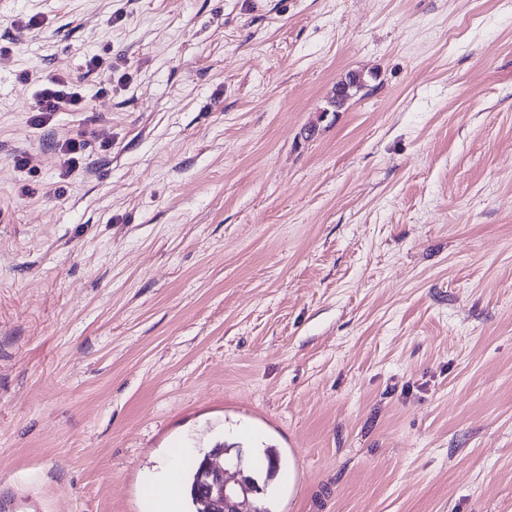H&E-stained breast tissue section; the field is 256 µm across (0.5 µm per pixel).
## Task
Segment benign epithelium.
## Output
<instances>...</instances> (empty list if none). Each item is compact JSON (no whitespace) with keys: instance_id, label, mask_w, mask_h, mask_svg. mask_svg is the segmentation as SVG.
<instances>
[{"instance_id":"benign-epithelium-1","label":"benign epithelium","mask_w":512,"mask_h":512,"mask_svg":"<svg viewBox=\"0 0 512 512\" xmlns=\"http://www.w3.org/2000/svg\"><path fill=\"white\" fill-rule=\"evenodd\" d=\"M222 455L224 450H217L202 465L200 481L206 490L203 512H258L253 499L260 493L259 485L243 475L239 465L233 473L224 469L217 463Z\"/></svg>"}]
</instances>
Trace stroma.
Masks as SVG:
<instances>
[{
  "label": "stroma",
  "instance_id": "obj_1",
  "mask_svg": "<svg viewBox=\"0 0 512 512\" xmlns=\"http://www.w3.org/2000/svg\"><path fill=\"white\" fill-rule=\"evenodd\" d=\"M224 443L274 512H512V0H0V492ZM39 112L34 125L43 128L50 124L56 112H78L85 105L82 86L61 75L47 76L36 91Z\"/></svg>",
  "mask_w": 512,
  "mask_h": 512
}]
</instances>
